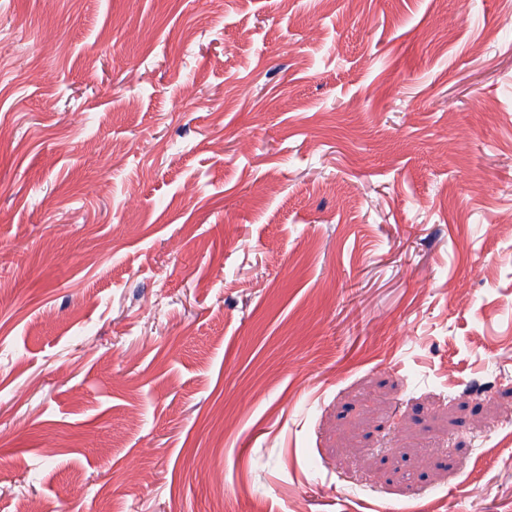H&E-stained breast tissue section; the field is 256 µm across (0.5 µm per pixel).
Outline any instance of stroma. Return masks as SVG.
<instances>
[{
  "label": "stroma",
  "mask_w": 512,
  "mask_h": 512,
  "mask_svg": "<svg viewBox=\"0 0 512 512\" xmlns=\"http://www.w3.org/2000/svg\"><path fill=\"white\" fill-rule=\"evenodd\" d=\"M512 0H0V512H512Z\"/></svg>",
  "instance_id": "35a3bbf8"
}]
</instances>
